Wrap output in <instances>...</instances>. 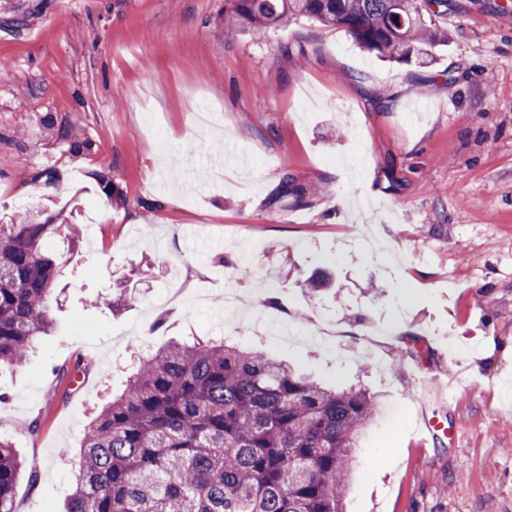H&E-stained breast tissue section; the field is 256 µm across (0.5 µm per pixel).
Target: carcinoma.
Returning <instances> with one entry per match:
<instances>
[{"mask_svg":"<svg viewBox=\"0 0 512 512\" xmlns=\"http://www.w3.org/2000/svg\"><path fill=\"white\" fill-rule=\"evenodd\" d=\"M450 0H225L224 25L257 35L292 19L344 28L363 50L410 61L447 35ZM306 189L284 177L277 201ZM75 224L22 214L0 224V369L53 324L61 269L45 249ZM374 400L327 389L264 351L173 341L138 358L123 391L85 425L68 512H344L358 435ZM23 468L0 437V512Z\"/></svg>","mask_w":512,"mask_h":512,"instance_id":"obj_1","label":"carcinoma"}]
</instances>
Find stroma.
Instances as JSON below:
<instances>
[{"label": "stroma", "mask_w": 512, "mask_h": 512, "mask_svg": "<svg viewBox=\"0 0 512 512\" xmlns=\"http://www.w3.org/2000/svg\"><path fill=\"white\" fill-rule=\"evenodd\" d=\"M458 2L421 66L305 18L243 34L224 0H0V224L80 231L48 244L52 329L0 371V436L38 468L15 512H65L89 413L192 337L376 398L345 512H512V0ZM287 173L306 205L275 203ZM247 239L230 315L217 259ZM322 316L341 339L314 342ZM424 408L454 441L424 439Z\"/></svg>", "instance_id": "obj_1"}]
</instances>
